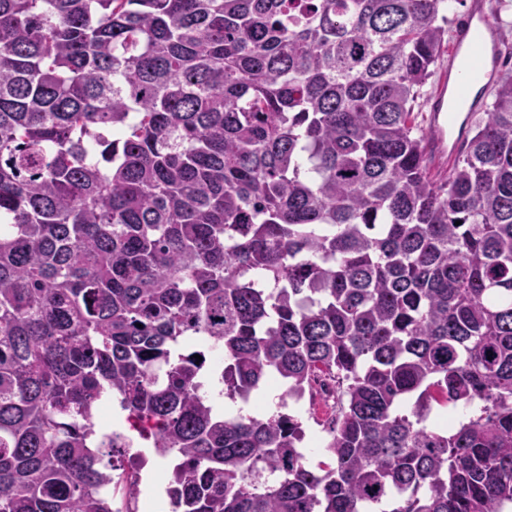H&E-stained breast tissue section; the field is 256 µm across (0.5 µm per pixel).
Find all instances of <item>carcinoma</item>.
Segmentation results:
<instances>
[{"mask_svg":"<svg viewBox=\"0 0 512 512\" xmlns=\"http://www.w3.org/2000/svg\"><path fill=\"white\" fill-rule=\"evenodd\" d=\"M450 2L0 0V512H114L111 395L172 512H512V52L433 172ZM284 390L285 387L281 383H278L276 385L263 384L261 388L251 398V403H259L260 407H263L265 405V394L267 392L276 393V398L278 401L275 403L274 408L265 415H271L273 413L276 414L278 412H281L301 418L304 421L306 429V438L300 446L304 447L301 448V450L304 452L306 456V464L308 465L309 468L316 469L322 463H330L329 456L327 455L323 448H313V451H308L307 448H305L310 430L316 431L320 433L322 436H325V433L320 432L321 427H318L313 423L312 420L308 419L310 408H312V401L309 399L308 395H306V400L304 405L301 407V410H296L290 406L284 407L281 404V398Z\"/></svg>","mask_w":512,"mask_h":512,"instance_id":"1","label":"carcinoma"}]
</instances>
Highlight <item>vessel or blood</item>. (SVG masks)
Wrapping results in <instances>:
<instances>
[{
    "label": "vessel or blood",
    "instance_id": "b4317fda",
    "mask_svg": "<svg viewBox=\"0 0 512 512\" xmlns=\"http://www.w3.org/2000/svg\"><path fill=\"white\" fill-rule=\"evenodd\" d=\"M498 45V29L492 20L488 0H468L467 16L454 33V46L448 57V67L430 102V125L434 133L431 157L436 165L447 166L454 142L464 136L469 121L486 103L483 94L465 93L464 112L456 123L448 121V90L460 81L459 61L462 53L480 57L485 64V84H492L497 75L494 57Z\"/></svg>",
    "mask_w": 512,
    "mask_h": 512
}]
</instances>
